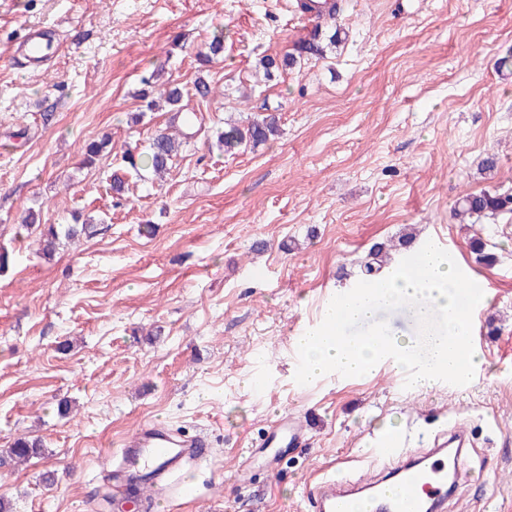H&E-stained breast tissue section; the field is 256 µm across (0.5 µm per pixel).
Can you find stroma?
Wrapping results in <instances>:
<instances>
[{
    "label": "stroma",
    "mask_w": 512,
    "mask_h": 512,
    "mask_svg": "<svg viewBox=\"0 0 512 512\" xmlns=\"http://www.w3.org/2000/svg\"><path fill=\"white\" fill-rule=\"evenodd\" d=\"M337 23L345 43L268 79L258 58L313 27L296 0H0V451L44 444L0 468L12 512H112L121 443L148 421L204 432L210 453L171 475L193 496L169 505L150 490L143 512H310L307 477L360 475L379 434L424 448L460 427L469 478L448 512H512V213L452 216L466 194L512 192V70L497 67L512 55V0H345ZM33 33L59 48L37 69L19 47ZM217 34L223 52L199 67ZM153 72L184 88L204 130L164 181L129 178L117 205L124 151L173 130L136 96ZM201 78L205 101L191 94ZM267 113L275 140L215 145L214 123ZM31 207L45 224L92 215L101 229L48 258L21 225ZM408 233L416 250L449 245L493 292L468 380L416 393L389 365L302 379L298 336L364 283L373 244ZM442 321L403 304L348 333L420 345ZM286 414L305 416L308 441L273 470L261 442ZM43 443L38 438L27 439L20 437L11 445L0 459L1 464L21 462L42 455Z\"/></svg>",
    "instance_id": "1"
}]
</instances>
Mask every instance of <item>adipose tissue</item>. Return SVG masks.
<instances>
[{"mask_svg":"<svg viewBox=\"0 0 512 512\" xmlns=\"http://www.w3.org/2000/svg\"><path fill=\"white\" fill-rule=\"evenodd\" d=\"M423 273L411 275L394 269L374 287L352 291L341 305L326 304L324 325L298 339L305 355V369L310 377L335 370L347 375L363 376L380 368L385 362L410 370V382L417 388L437 385L455 366L471 368L474 357H461L462 340L468 334L466 319L459 312L460 283L455 267L437 249L424 252ZM406 302L416 317L424 318L435 311L444 320L439 329L428 332L425 339L427 359L422 366L413 363L411 340L395 338L378 343L363 338L348 339L332 326L345 322H373L380 306L392 307Z\"/></svg>","mask_w":512,"mask_h":512,"instance_id":"obj_1","label":"adipose tissue"}]
</instances>
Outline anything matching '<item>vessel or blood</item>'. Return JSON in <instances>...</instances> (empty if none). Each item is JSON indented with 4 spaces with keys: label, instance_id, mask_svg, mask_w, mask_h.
<instances>
[{
    "label": "vessel or blood",
    "instance_id": "1",
    "mask_svg": "<svg viewBox=\"0 0 512 512\" xmlns=\"http://www.w3.org/2000/svg\"><path fill=\"white\" fill-rule=\"evenodd\" d=\"M462 313L473 316L481 293L478 279L463 274ZM204 436L176 435L165 426L149 423L122 443L128 474L155 467L162 488L183 463H203ZM467 453L464 433L433 440L426 450L408 445L406 434H391L378 444L376 454L388 461L383 476L355 480L323 475L308 483L311 512H447L448 491L459 484Z\"/></svg>",
    "mask_w": 512,
    "mask_h": 512
}]
</instances>
